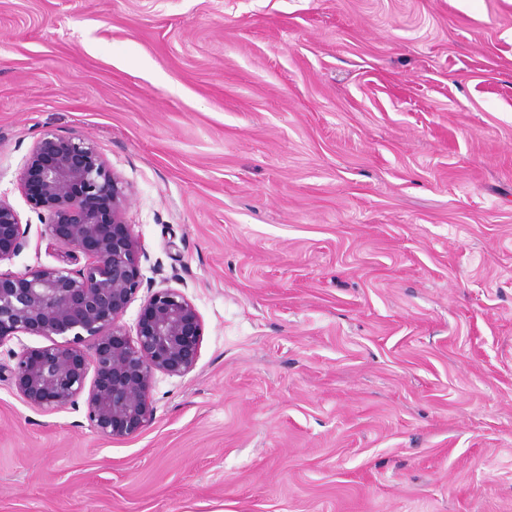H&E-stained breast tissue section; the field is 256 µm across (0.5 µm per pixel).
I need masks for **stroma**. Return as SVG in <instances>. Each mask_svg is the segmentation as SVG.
Segmentation results:
<instances>
[{"label": "stroma", "mask_w": 512, "mask_h": 512, "mask_svg": "<svg viewBox=\"0 0 512 512\" xmlns=\"http://www.w3.org/2000/svg\"><path fill=\"white\" fill-rule=\"evenodd\" d=\"M128 187L203 336L110 440L0 382V512H512V0H0V195Z\"/></svg>", "instance_id": "35a3bbf8"}]
</instances>
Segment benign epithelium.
I'll use <instances>...</instances> for the list:
<instances>
[{
  "label": "benign epithelium",
  "mask_w": 512,
  "mask_h": 512,
  "mask_svg": "<svg viewBox=\"0 0 512 512\" xmlns=\"http://www.w3.org/2000/svg\"><path fill=\"white\" fill-rule=\"evenodd\" d=\"M17 187L79 267L0 272V346L19 334L50 344L13 354L7 380L28 404L58 411L84 403L95 432L139 434L153 419L156 374L191 371L201 318L176 288L144 296L135 335L121 324L143 288L141 244L125 222V183L90 140L46 132L24 157ZM30 225L0 196V263L25 246Z\"/></svg>",
  "instance_id": "7a95c632"
}]
</instances>
